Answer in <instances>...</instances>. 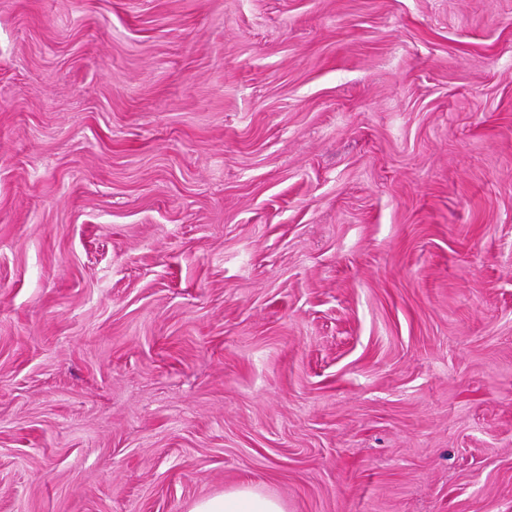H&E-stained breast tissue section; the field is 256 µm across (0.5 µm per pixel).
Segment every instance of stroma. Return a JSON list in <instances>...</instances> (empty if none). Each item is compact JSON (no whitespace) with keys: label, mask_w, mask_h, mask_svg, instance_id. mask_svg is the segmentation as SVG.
Wrapping results in <instances>:
<instances>
[{"label":"stroma","mask_w":512,"mask_h":512,"mask_svg":"<svg viewBox=\"0 0 512 512\" xmlns=\"http://www.w3.org/2000/svg\"><path fill=\"white\" fill-rule=\"evenodd\" d=\"M512 512V0H0V512ZM189 512H287L283 502L250 485H240L193 503Z\"/></svg>","instance_id":"stroma-1"}]
</instances>
